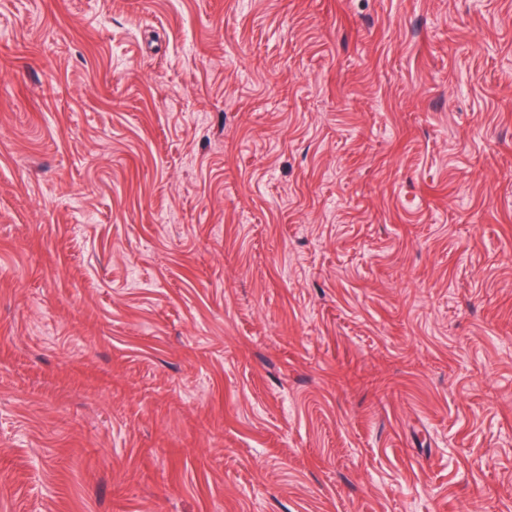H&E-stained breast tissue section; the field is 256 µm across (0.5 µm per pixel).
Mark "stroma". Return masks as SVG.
Segmentation results:
<instances>
[{
  "label": "stroma",
  "mask_w": 512,
  "mask_h": 512,
  "mask_svg": "<svg viewBox=\"0 0 512 512\" xmlns=\"http://www.w3.org/2000/svg\"><path fill=\"white\" fill-rule=\"evenodd\" d=\"M0 512H512V0H0Z\"/></svg>",
  "instance_id": "1"
}]
</instances>
